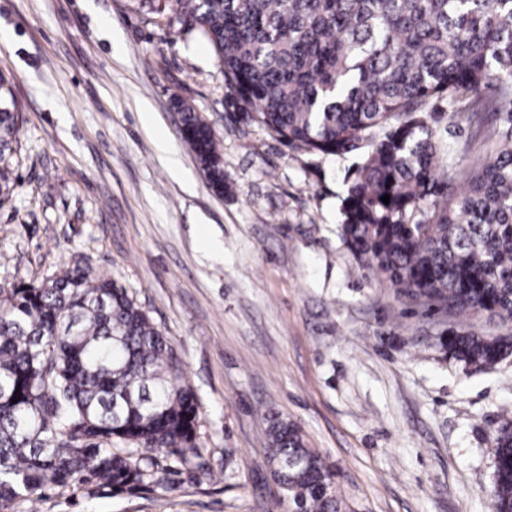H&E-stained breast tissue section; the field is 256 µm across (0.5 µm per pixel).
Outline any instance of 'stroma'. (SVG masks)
Returning a JSON list of instances; mask_svg holds the SVG:
<instances>
[{
  "label": "stroma",
  "instance_id": "stroma-1",
  "mask_svg": "<svg viewBox=\"0 0 512 512\" xmlns=\"http://www.w3.org/2000/svg\"><path fill=\"white\" fill-rule=\"evenodd\" d=\"M0 72L23 115L0 285L79 266L123 286L184 361L211 470L180 469L168 491L51 490L33 512H284L265 463L273 414L326 458L352 512H491L512 356L476 369L446 342L510 337L512 320L427 309L356 261L340 228L354 158L245 122L206 40L144 24L125 0H0ZM176 97L221 142L223 194ZM462 110L439 102L433 124L459 181L483 157Z\"/></svg>",
  "mask_w": 512,
  "mask_h": 512
}]
</instances>
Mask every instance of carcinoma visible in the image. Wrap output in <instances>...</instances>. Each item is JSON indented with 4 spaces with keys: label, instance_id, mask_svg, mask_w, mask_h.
Segmentation results:
<instances>
[{
    "label": "carcinoma",
    "instance_id": "carcinoma-1",
    "mask_svg": "<svg viewBox=\"0 0 512 512\" xmlns=\"http://www.w3.org/2000/svg\"><path fill=\"white\" fill-rule=\"evenodd\" d=\"M145 24L195 32L219 59L232 104L280 142L359 157L342 238L405 295L458 315L512 319V0H127ZM494 87V94L482 89ZM467 100L487 152L454 186L434 103ZM180 134L218 193L211 125L176 98ZM22 126L0 75V190ZM390 195L389 204L381 197ZM427 205L430 219L410 222ZM468 366L512 355V339L448 337ZM21 399L12 402V398ZM200 403L171 342L112 278L64 268L0 286V512L55 488L89 496L171 486L175 457L203 462ZM493 512H512V426L492 438ZM266 465L292 512H351L336 474L278 415Z\"/></svg>",
    "mask_w": 512,
    "mask_h": 512
}]
</instances>
